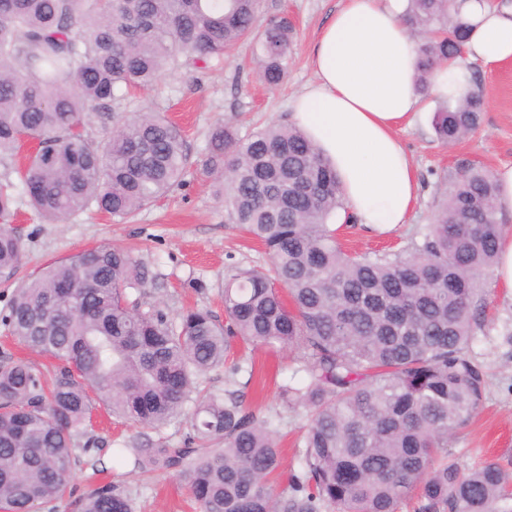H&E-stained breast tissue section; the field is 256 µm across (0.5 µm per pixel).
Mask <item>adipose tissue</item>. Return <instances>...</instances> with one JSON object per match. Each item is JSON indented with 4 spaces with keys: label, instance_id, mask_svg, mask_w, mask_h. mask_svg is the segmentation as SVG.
Here are the masks:
<instances>
[{
    "label": "adipose tissue",
    "instance_id": "ef3b65f1",
    "mask_svg": "<svg viewBox=\"0 0 512 512\" xmlns=\"http://www.w3.org/2000/svg\"><path fill=\"white\" fill-rule=\"evenodd\" d=\"M405 2L343 0L312 46L315 79L291 115L334 168L349 216L383 232L407 223L418 194L396 134L421 109L417 44L401 20ZM463 15L473 32L465 59L434 73L430 93L440 101L466 90V61L491 68L512 60V6L466 0Z\"/></svg>",
    "mask_w": 512,
    "mask_h": 512
}]
</instances>
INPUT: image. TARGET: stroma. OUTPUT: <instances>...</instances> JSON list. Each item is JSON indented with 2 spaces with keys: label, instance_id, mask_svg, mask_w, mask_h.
<instances>
[{
  "label": "stroma",
  "instance_id": "stroma-1",
  "mask_svg": "<svg viewBox=\"0 0 512 512\" xmlns=\"http://www.w3.org/2000/svg\"><path fill=\"white\" fill-rule=\"evenodd\" d=\"M341 0H261L260 18L288 15L295 27L292 61L279 89H268L259 79L249 42H240L223 63L189 66L167 71L155 89L133 91L132 108L165 113L186 138L193 162L186 186L179 187L143 210L130 224L113 222L88 210L63 223H43L27 206H19L7 225L20 235L24 259L10 278H0V312L13 291L48 263L99 243L133 249L142 262L147 280L138 292L145 305H160L170 315L189 306L206 307L224 314V268L264 266V248L229 224L202 173L204 148L211 127L232 123L241 132L260 129L272 122H288L291 102L315 78L309 62L312 44ZM486 109L478 128L455 146L439 143L432 119L439 103L426 99L421 112L399 137L412 161L419 186L407 224L378 235L363 225L341 224L340 245L350 252L397 251L420 240L433 221L437 186L454 173L461 162L488 170L512 164V63L494 69L478 68ZM482 329L471 345V354L487 376L485 399L478 413L448 443V459L468 469L488 461L512 471V291L488 281L481 313ZM299 366L298 353L278 345L247 348L235 345L223 367L200 381L204 391H223L227 379H235L248 409L273 418L282 447V465L275 479L279 490L293 492V475L300 469V445L307 423L305 410H287L278 387ZM138 428L129 421L99 418L94 434L99 455L112 470V479L127 490L133 512H197L178 476L168 473L147 477L115 464L112 450L132 442Z\"/></svg>",
  "mask_w": 512,
  "mask_h": 512
}]
</instances>
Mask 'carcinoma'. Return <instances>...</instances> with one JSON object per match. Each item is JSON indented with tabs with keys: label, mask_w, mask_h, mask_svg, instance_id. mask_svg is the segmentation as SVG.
<instances>
[{
	"label": "carcinoma",
	"mask_w": 512,
	"mask_h": 512,
	"mask_svg": "<svg viewBox=\"0 0 512 512\" xmlns=\"http://www.w3.org/2000/svg\"><path fill=\"white\" fill-rule=\"evenodd\" d=\"M402 20L419 42L416 81L460 58L473 27L465 0H407ZM259 0H0V218L25 203L49 223L89 209L127 223L182 184L190 156L161 112L121 111L135 88L166 70L224 61L253 44L271 88L288 73L294 25L259 23ZM485 109L477 76L434 116L436 140L457 143ZM98 126L95 139L86 132ZM203 172L226 221L265 248L266 267L224 270V315L175 317L129 300L146 283L131 251L108 244L54 261L14 290L8 334L55 361L0 363V512H39L74 494V471L103 473L91 416L102 412L160 432L189 416L181 446L160 436L112 449L139 475L177 473L198 512H395L418 492L417 512H512V476L495 462L462 472L448 440L479 409L485 372L469 353L503 235L493 174L457 166L433 223L397 253H346L331 221L343 208L335 170L300 129L270 124L209 133ZM24 248L0 229V277ZM300 352L305 374L279 398L304 408L297 495L277 490L272 422L226 390L192 398L224 365L233 342ZM81 512H132L127 491L104 482Z\"/></svg>",
	"instance_id": "obj_1"
}]
</instances>
